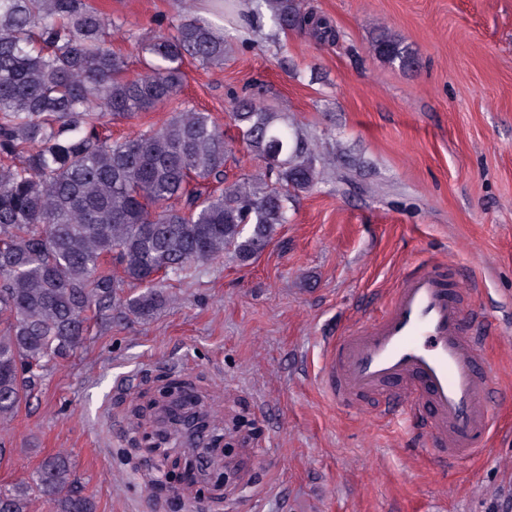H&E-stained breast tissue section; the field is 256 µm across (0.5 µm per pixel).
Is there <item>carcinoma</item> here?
I'll return each instance as SVG.
<instances>
[{
    "instance_id": "cac0c4a2",
    "label": "carcinoma",
    "mask_w": 512,
    "mask_h": 512,
    "mask_svg": "<svg viewBox=\"0 0 512 512\" xmlns=\"http://www.w3.org/2000/svg\"><path fill=\"white\" fill-rule=\"evenodd\" d=\"M333 42L329 22L303 0H261L247 21ZM137 46L145 72L126 76L112 32ZM376 54L403 70L416 57L380 31ZM224 35L186 0L167 30L141 40L91 0H0V424L27 402L42 372L77 348L93 319L123 308L142 319L168 301L159 281L182 280L228 252L248 261L288 223L310 190L318 158L300 133L253 94L229 117L247 151L266 163L227 183L228 144L207 112L186 107L160 127L122 140L103 119L130 118L179 95L191 58L224 68ZM215 185L188 190L191 178ZM144 288L122 299L125 282ZM52 512H95L71 460L43 459L32 484L0 489V512H27L29 492Z\"/></svg>"
}]
</instances>
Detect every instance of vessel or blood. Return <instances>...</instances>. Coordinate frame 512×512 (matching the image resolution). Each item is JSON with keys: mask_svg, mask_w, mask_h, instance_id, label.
<instances>
[{"mask_svg": "<svg viewBox=\"0 0 512 512\" xmlns=\"http://www.w3.org/2000/svg\"><path fill=\"white\" fill-rule=\"evenodd\" d=\"M475 312L445 266L406 276L382 313L327 341L320 384L341 406L381 396L418 428L440 462L482 452L493 431L496 369L469 328Z\"/></svg>", "mask_w": 512, "mask_h": 512, "instance_id": "b4317fda", "label": "vessel or blood"}]
</instances>
